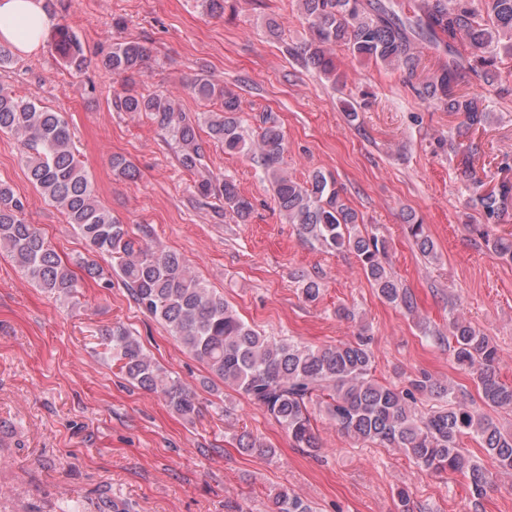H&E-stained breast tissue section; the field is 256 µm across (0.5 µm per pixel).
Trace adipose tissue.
I'll return each mask as SVG.
<instances>
[{
  "instance_id": "obj_1",
  "label": "adipose tissue",
  "mask_w": 512,
  "mask_h": 512,
  "mask_svg": "<svg viewBox=\"0 0 512 512\" xmlns=\"http://www.w3.org/2000/svg\"><path fill=\"white\" fill-rule=\"evenodd\" d=\"M42 0H0V41L30 52L53 26Z\"/></svg>"
}]
</instances>
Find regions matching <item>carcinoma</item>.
<instances>
[{
	"instance_id": "1",
	"label": "carcinoma",
	"mask_w": 512,
	"mask_h": 512,
	"mask_svg": "<svg viewBox=\"0 0 512 512\" xmlns=\"http://www.w3.org/2000/svg\"><path fill=\"white\" fill-rule=\"evenodd\" d=\"M300 17L311 37L299 46H285L301 67L313 69L331 82L344 84L332 56L335 48L355 59H368L410 77L416 75L424 52L443 50L448 60L428 80L412 86L414 95L444 112L462 116L449 149L457 170L482 186L474 167L479 146L474 134L490 125L496 114L485 100L463 90L470 77L502 94V66L512 63V0H298ZM65 66L81 73L86 65L84 46L69 26L52 35ZM148 49L140 42H115L101 58L104 69L121 75L123 94L115 101L119 112L144 113L177 145L182 166L199 174L198 194L222 198L224 210L241 222L253 212L252 201L236 181L202 171L206 142L198 133L206 127L211 142L227 153L251 157L271 186L275 204L286 223L327 251L354 254L378 296L412 314L416 303L400 286L386 262L384 242L363 227V217L346 202L336 178L313 169L298 181L284 169L288 144L276 115L260 116L258 131L244 127L241 97L231 87L202 75L188 86L203 100L220 101L216 112L195 116L181 110L164 93L143 94L136 78L143 76ZM0 132L16 137L19 161L28 181L45 201L57 207L91 249L112 260L124 286L144 312L163 322L168 331L209 372L264 409L288 434L297 448L319 447L312 423L315 411L342 433L363 443L404 451L421 469L441 474L462 472L472 496L480 498L493 470L512 471V433L501 430L487 413L456 400L453 388L421 372L400 388L373 376V354L362 338L354 342L313 347L293 339H274L247 324L224 295L208 287L175 251L148 244L150 232L136 234L104 206L85 168L76 156L68 121L60 112L23 100L0 84ZM115 176L133 180L136 169L122 155L111 159ZM488 222L497 223L512 206V180L502 179L472 199ZM406 230L419 254L435 256V244L415 214L404 216ZM496 255L512 259V235L493 239L482 235ZM0 252L10 255L26 278L60 301L77 293L78 283L41 230L25 219V200L0 181ZM309 303L321 294L318 281L296 276ZM454 363L469 372L483 406L512 411V384L497 372L498 349L493 340L458 316L448 320ZM108 353L119 369L140 389L157 393L177 414L192 417L197 406L189 390L145 351L140 340L122 325L109 332ZM446 400L426 413H415L417 397ZM477 438L492 468L463 454L460 440ZM237 447L246 453L272 457L275 449L242 433ZM271 512H316L307 500L286 489L272 496Z\"/></svg>"
}]
</instances>
